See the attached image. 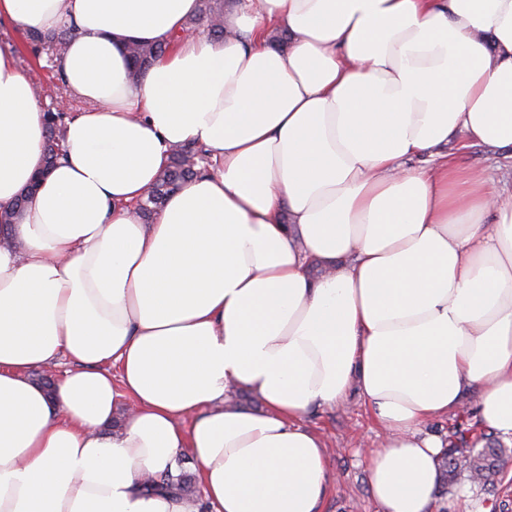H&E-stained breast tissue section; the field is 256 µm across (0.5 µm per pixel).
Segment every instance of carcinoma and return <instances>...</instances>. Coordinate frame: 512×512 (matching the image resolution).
<instances>
[{"label":"carcinoma","mask_w":512,"mask_h":512,"mask_svg":"<svg viewBox=\"0 0 512 512\" xmlns=\"http://www.w3.org/2000/svg\"><path fill=\"white\" fill-rule=\"evenodd\" d=\"M224 0H199L198 14L195 21L206 25L214 38H224ZM71 29L65 28L53 33H42L37 30L27 32V39L48 51L60 52L71 37ZM166 52L160 44L136 43L129 47L131 75L138 78L143 70ZM61 124L52 122L46 128L44 144V169H49L60 151ZM206 152L203 148L188 143L177 149L170 165L159 175L156 183L147 192L146 197L138 201V211L145 222H150L152 214L172 193L176 192L185 182L196 177L203 170L202 162ZM460 442L444 449L440 460L442 484L448 485L466 478L470 483L483 489L495 485L500 475L503 462L507 457L504 446L496 443L486 432H477L471 428L460 432ZM483 447L476 448L478 442ZM150 490L177 491L190 493L191 478L180 473L176 476L165 475L146 483Z\"/></svg>","instance_id":"obj_1"}]
</instances>
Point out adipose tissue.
I'll return each instance as SVG.
<instances>
[{"mask_svg": "<svg viewBox=\"0 0 512 512\" xmlns=\"http://www.w3.org/2000/svg\"><path fill=\"white\" fill-rule=\"evenodd\" d=\"M197 9L0 0V23L71 27L54 65L82 104L0 229V512H189L145 487L185 453L207 512H320L326 445L301 420L352 390L386 434L374 500L430 512L428 422L473 393L512 436V186L443 149L512 169V0H229L220 40ZM131 41L167 48L136 82ZM45 128L0 50V209ZM187 143L210 166L143 223Z\"/></svg>", "mask_w": 512, "mask_h": 512, "instance_id": "adipose-tissue-1", "label": "adipose tissue"}]
</instances>
